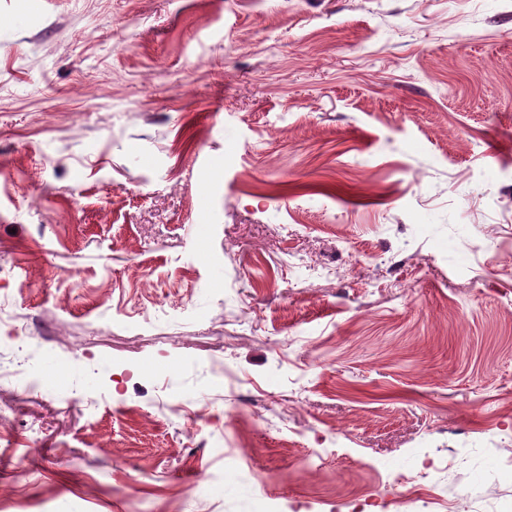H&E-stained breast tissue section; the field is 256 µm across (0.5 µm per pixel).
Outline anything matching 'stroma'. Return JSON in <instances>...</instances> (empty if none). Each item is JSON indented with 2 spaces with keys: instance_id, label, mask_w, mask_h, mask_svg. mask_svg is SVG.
I'll list each match as a JSON object with an SVG mask.
<instances>
[{
  "instance_id": "35a3bbf8",
  "label": "stroma",
  "mask_w": 512,
  "mask_h": 512,
  "mask_svg": "<svg viewBox=\"0 0 512 512\" xmlns=\"http://www.w3.org/2000/svg\"><path fill=\"white\" fill-rule=\"evenodd\" d=\"M0 295L10 512H512V0H0Z\"/></svg>"
}]
</instances>
